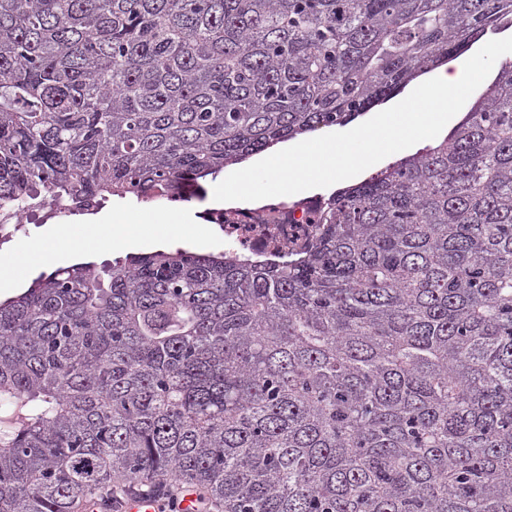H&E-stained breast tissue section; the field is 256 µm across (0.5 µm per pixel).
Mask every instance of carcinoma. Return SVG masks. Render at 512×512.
<instances>
[{
  "label": "carcinoma",
  "instance_id": "carcinoma-1",
  "mask_svg": "<svg viewBox=\"0 0 512 512\" xmlns=\"http://www.w3.org/2000/svg\"><path fill=\"white\" fill-rule=\"evenodd\" d=\"M512 28V0H0V204L187 202ZM282 263L0 301V512L166 474L224 512H512V61Z\"/></svg>",
  "mask_w": 512,
  "mask_h": 512
}]
</instances>
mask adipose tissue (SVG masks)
Instances as JSON below:
<instances>
[{
  "label": "adipose tissue",
  "instance_id": "adipose-tissue-1",
  "mask_svg": "<svg viewBox=\"0 0 512 512\" xmlns=\"http://www.w3.org/2000/svg\"><path fill=\"white\" fill-rule=\"evenodd\" d=\"M56 247L46 251L42 244L23 248L19 257L21 264L27 266H46L47 262H74L79 258L90 257L101 249L128 251L134 242L126 233L125 217L120 212L112 216L95 219L94 222L67 224L54 234Z\"/></svg>",
  "mask_w": 512,
  "mask_h": 512
}]
</instances>
